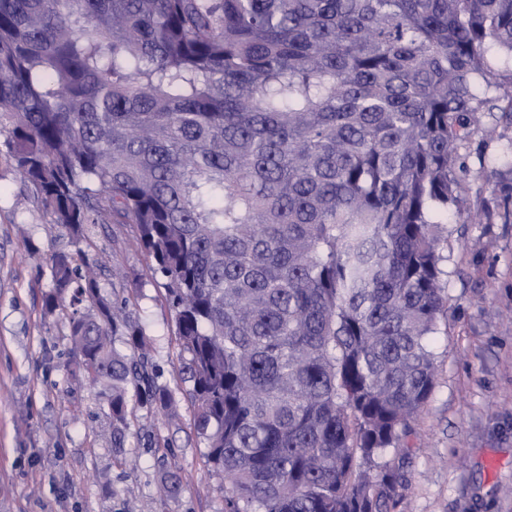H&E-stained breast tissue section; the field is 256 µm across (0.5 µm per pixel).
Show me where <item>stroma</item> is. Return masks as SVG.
<instances>
[{"instance_id":"obj_1","label":"stroma","mask_w":512,"mask_h":512,"mask_svg":"<svg viewBox=\"0 0 512 512\" xmlns=\"http://www.w3.org/2000/svg\"><path fill=\"white\" fill-rule=\"evenodd\" d=\"M461 150L467 211L449 213L448 320L432 339L435 387L414 423L394 512H512V223L471 214L499 190L492 164L512 163V127L482 116ZM130 224L93 226L80 241L23 189L0 146V512H224V483L207 464L179 369L182 352L162 280L121 249ZM79 254L101 269L102 293L143 326L175 419L131 402L124 447L112 445L107 393L76 373L72 308L45 314L50 258ZM181 490L163 495L166 471Z\"/></svg>"}]
</instances>
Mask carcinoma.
I'll return each instance as SVG.
<instances>
[{"instance_id":"obj_1","label":"carcinoma","mask_w":512,"mask_h":512,"mask_svg":"<svg viewBox=\"0 0 512 512\" xmlns=\"http://www.w3.org/2000/svg\"><path fill=\"white\" fill-rule=\"evenodd\" d=\"M493 50L512 0H0V144L74 237L137 226L224 512L397 507L381 459L434 388L459 149L512 124ZM50 274L121 448L131 399L172 395L127 302L70 253Z\"/></svg>"}]
</instances>
